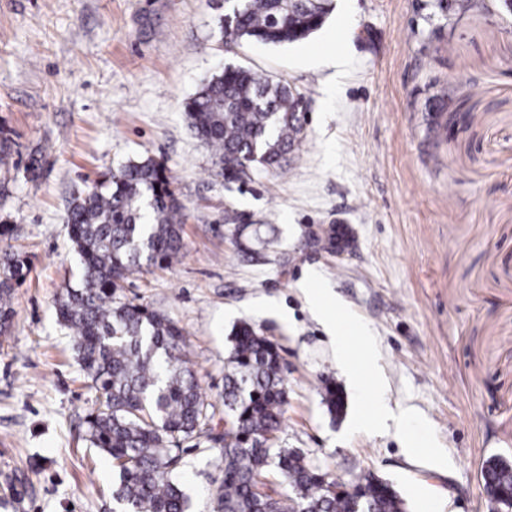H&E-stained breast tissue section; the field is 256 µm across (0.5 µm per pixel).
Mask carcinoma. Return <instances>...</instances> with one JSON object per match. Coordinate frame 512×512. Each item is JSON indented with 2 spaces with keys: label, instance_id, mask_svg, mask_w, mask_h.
<instances>
[{
  "label": "carcinoma",
  "instance_id": "cac0c4a2",
  "mask_svg": "<svg viewBox=\"0 0 512 512\" xmlns=\"http://www.w3.org/2000/svg\"><path fill=\"white\" fill-rule=\"evenodd\" d=\"M332 0H242L231 17L234 40L299 42L319 30ZM304 97L282 81L244 68L213 74L185 103L189 127L210 148L217 175L239 181L256 169H280L304 138ZM185 207L167 167L146 156L128 160L74 196L68 214L78 280L56 300L60 323L73 342L80 371L97 393L83 439L112 463L115 512H190L178 480L184 442L207 435L224 443L215 457L222 481L213 512H405L387 481L373 475L332 491L336 478L297 449L277 448L287 389L277 346L251 325H238L224 360V414L231 429L212 435L215 406L200 390L181 329L136 303L125 282L181 253ZM28 263L19 254L0 261V335L14 318L11 298ZM330 414L343 411L341 391L322 387ZM275 469L294 491L275 500L260 491ZM485 487L512 492V461L486 460Z\"/></svg>",
  "mask_w": 512,
  "mask_h": 512
}]
</instances>
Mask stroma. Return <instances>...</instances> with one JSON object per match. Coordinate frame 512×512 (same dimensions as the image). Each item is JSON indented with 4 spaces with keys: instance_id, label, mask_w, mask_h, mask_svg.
I'll list each match as a JSON object with an SVG mask.
<instances>
[{
    "instance_id": "stroma-1",
    "label": "stroma",
    "mask_w": 512,
    "mask_h": 512,
    "mask_svg": "<svg viewBox=\"0 0 512 512\" xmlns=\"http://www.w3.org/2000/svg\"><path fill=\"white\" fill-rule=\"evenodd\" d=\"M433 2L334 0L308 38L265 45L225 42L229 0H0V256L31 264L0 336V512L113 510L112 465L81 439L96 392L54 300L78 262L72 192L147 155L186 207L183 247L125 293L182 329L208 400L222 406L229 337L248 322L283 360L279 446L348 484L389 481L406 512H491L482 464L512 461V15ZM227 65L287 82L309 116L283 167L242 183L217 176L183 111ZM313 281L350 316L353 359L369 335L408 428L356 426L373 401L340 368ZM191 445L181 481L212 512V442Z\"/></svg>"
}]
</instances>
